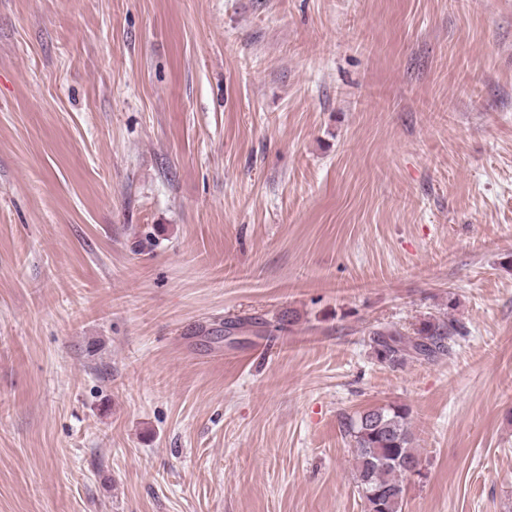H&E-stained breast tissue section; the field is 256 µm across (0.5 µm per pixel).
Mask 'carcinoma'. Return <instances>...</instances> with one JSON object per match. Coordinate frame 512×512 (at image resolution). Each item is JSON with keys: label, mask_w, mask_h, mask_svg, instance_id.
<instances>
[{"label": "carcinoma", "mask_w": 512, "mask_h": 512, "mask_svg": "<svg viewBox=\"0 0 512 512\" xmlns=\"http://www.w3.org/2000/svg\"><path fill=\"white\" fill-rule=\"evenodd\" d=\"M459 329L448 319L428 318L414 334L397 329L376 330L370 338L376 358L389 366L407 359L436 362L449 352V342ZM354 460L353 479L365 512H402L410 467L422 466L413 446L408 411L387 405L346 416L341 421Z\"/></svg>", "instance_id": "cac0c4a2"}]
</instances>
